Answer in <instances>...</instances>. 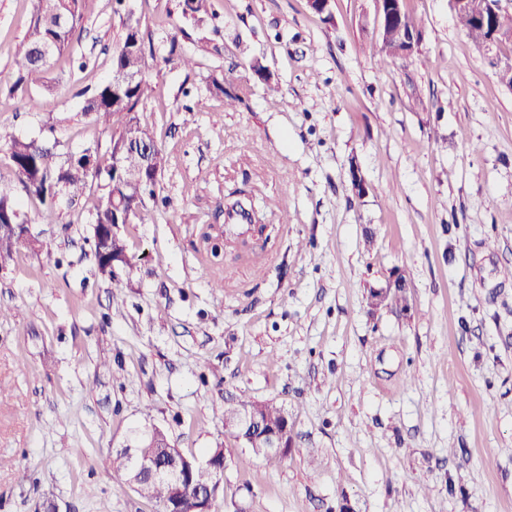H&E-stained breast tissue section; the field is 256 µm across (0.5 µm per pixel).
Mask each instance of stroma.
Listing matches in <instances>:
<instances>
[{
    "label": "stroma",
    "mask_w": 512,
    "mask_h": 512,
    "mask_svg": "<svg viewBox=\"0 0 512 512\" xmlns=\"http://www.w3.org/2000/svg\"><path fill=\"white\" fill-rule=\"evenodd\" d=\"M403 9L419 42L383 67L375 0H212L197 24L179 0H83L69 50L19 86L30 5L0 0V175L16 137L109 154L82 93L130 15L153 44L137 115L167 157L151 223L115 227L134 268L112 280L95 187L51 224L16 191L55 248L0 262V512H157L100 463L151 425L188 457L223 448L218 512H512V90L449 0ZM236 189L279 202L244 241L224 237ZM395 272L407 311L370 313ZM230 396L288 406L286 456L234 437Z\"/></svg>",
    "instance_id": "stroma-1"
}]
</instances>
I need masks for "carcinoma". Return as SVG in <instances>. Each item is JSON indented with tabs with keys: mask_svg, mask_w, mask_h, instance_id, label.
Listing matches in <instances>:
<instances>
[{
	"mask_svg": "<svg viewBox=\"0 0 512 512\" xmlns=\"http://www.w3.org/2000/svg\"><path fill=\"white\" fill-rule=\"evenodd\" d=\"M31 5L30 23L23 41L12 53L13 65L17 74L14 87L38 73L48 70L53 60L67 49L75 31L82 23V0H28ZM470 11L457 16V21L468 37L478 46L483 47L488 32L476 23V16L483 11L484 0H469ZM210 0H180L179 7L184 18L201 21L208 14ZM399 41L398 31L393 28L387 32L385 41L379 48L380 62L388 63L395 57L389 47ZM51 49L45 56L41 48ZM145 33L140 21L132 19L125 23L124 35L115 47L111 58L112 76L102 83L85 99L84 111L92 113L104 126L120 124L119 136L130 124H135L138 143L150 148L149 154L131 147L124 155L123 169L112 168V158H102L90 149L80 154H71L65 160H58L54 148L37 139H13L8 146L12 162L11 175L0 176V225L18 224L20 216L17 200L14 196L16 185H21L26 193L39 199L44 210L39 219L45 224L53 223L57 207V194L64 190L70 198L83 192L88 178L92 174L101 177L99 196L89 216L93 225V255L98 272L105 277H112V264L131 272L132 263L128 256L127 245L120 237L106 240L100 237L103 225L108 224H146L152 220L146 197L154 196L158 175L166 164L165 156L158 147L153 133L136 120L134 112L147 100L153 88L144 78ZM141 173L142 185L139 196H133L126 187V171ZM23 242V238L10 231H0V257L6 258ZM251 410L268 424L279 425L284 421L288 409L271 400H224V419L235 421L239 415ZM112 468L113 478L121 485L127 481L128 460L125 454L117 451L104 459ZM211 480L209 470L203 468L193 472L185 485L184 506L191 509L195 488ZM139 495L155 501L158 509L167 506L169 486L163 481L143 484Z\"/></svg>",
	"mask_w": 512,
	"mask_h": 512,
	"instance_id": "cac0c4a2",
	"label": "carcinoma"
}]
</instances>
